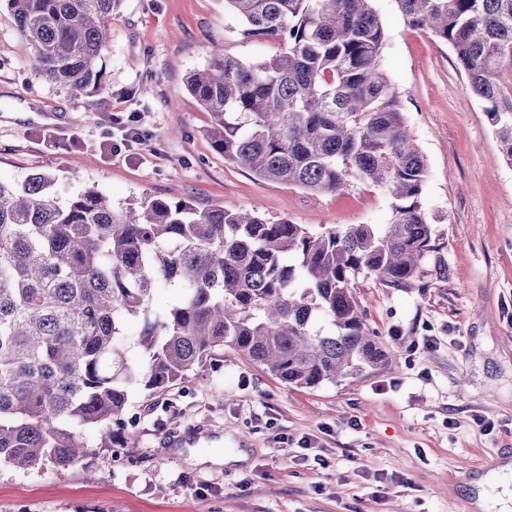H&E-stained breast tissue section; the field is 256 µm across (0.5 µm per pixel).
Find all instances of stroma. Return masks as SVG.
Segmentation results:
<instances>
[{"mask_svg":"<svg viewBox=\"0 0 512 512\" xmlns=\"http://www.w3.org/2000/svg\"><path fill=\"white\" fill-rule=\"evenodd\" d=\"M387 32L380 65L428 167L419 199L432 226L420 280L393 288L358 277L355 296L392 359L383 368L296 388L232 350L161 395L134 392L139 445L102 448L86 467L0 464V512H474L472 480L512 459V164L452 48L372 0ZM224 0H122L101 69L105 112L45 81L0 0V180L51 175L58 200L92 187L119 206L147 197L257 211L314 227L387 224L389 195L264 181L226 163L211 117L186 89L214 49L245 62L278 53L245 42ZM143 134L106 156L114 116ZM186 432L223 434L241 464L197 465Z\"/></svg>","mask_w":512,"mask_h":512,"instance_id":"obj_1","label":"stroma"}]
</instances>
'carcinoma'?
Instances as JSON below:
<instances>
[{"mask_svg": "<svg viewBox=\"0 0 512 512\" xmlns=\"http://www.w3.org/2000/svg\"><path fill=\"white\" fill-rule=\"evenodd\" d=\"M122 0H8L35 74L78 93L102 84ZM372 0H224L243 41L278 54L214 55L187 78L224 161L256 177L342 193L388 192L392 219L312 230L289 220L94 188L61 203L33 174L0 182V463L66 472L121 431L133 391L164 393L229 348L281 383L314 388L388 363L354 285L409 287L431 249L419 198L427 164L382 72ZM407 24L446 41L512 164V0H397ZM175 290L164 310L154 290ZM141 323L139 357L126 326Z\"/></svg>", "mask_w": 512, "mask_h": 512, "instance_id": "obj_1", "label": "carcinoma"}]
</instances>
